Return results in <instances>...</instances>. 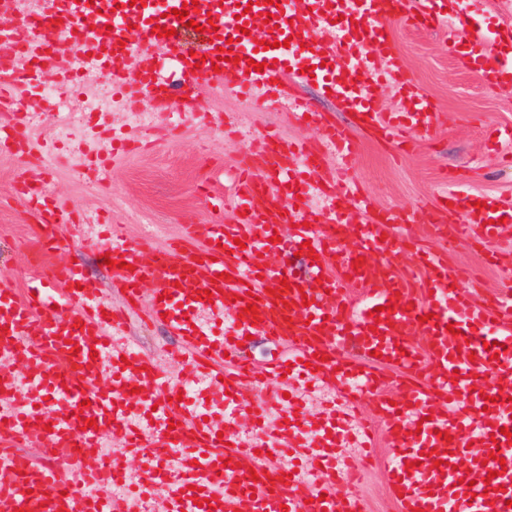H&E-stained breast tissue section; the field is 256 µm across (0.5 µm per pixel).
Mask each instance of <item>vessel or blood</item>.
<instances>
[{"label":"vessel or blood","mask_w":512,"mask_h":512,"mask_svg":"<svg viewBox=\"0 0 512 512\" xmlns=\"http://www.w3.org/2000/svg\"><path fill=\"white\" fill-rule=\"evenodd\" d=\"M184 0H65L52 6L45 33L66 38L89 8L98 15L82 33L81 49L109 61L134 59L132 71L112 73L119 98L143 95L161 111L171 109L169 83L160 69L171 62L186 91L222 88L236 79L244 99L290 102L297 117H309L339 166L355 154V130L369 132L406 152L413 133L435 127L432 102L415 88L382 24L426 29L444 19L433 0L420 12L407 0H198L192 19L205 26L196 47L184 39L186 22L176 17ZM275 15L253 34L260 14ZM465 33L460 60L492 87L512 79V65L489 49L488 31ZM173 36L153 34V26ZM289 47H282V40ZM268 41L261 49L260 41ZM229 46L234 59L220 60ZM311 72L301 71L299 60ZM263 64L251 70L250 62ZM313 79L330 89L352 126L327 112L310 111L295 98L293 83ZM29 73H0V110L19 107V84ZM398 90L404 106L378 111L373 90ZM0 152L30 155L26 123L18 114L0 127ZM321 152L303 142L283 144L266 135L254 156L243 160L231 223L186 225L166 249L150 238L127 241L120 229L98 239L117 263L113 287L126 302L113 306L85 281L79 263L49 264L37 284L17 288L0 279V512H137L141 494L161 501L163 512H367L354 493L337 495L351 474L336 464V449L348 437L369 448L368 428L355 426L356 410L372 397L391 446L390 491L400 512H512V398L491 392L489 372L512 382V298L476 303L460 288L463 271L444 252H421L418 281L402 274L390 256L402 247L398 216L378 209L369 195L321 187L315 176ZM20 199L40 233L48 256L75 243L63 229L78 223L69 204L47 182L21 181ZM448 201L462 207L461 223L433 222L445 244L484 248L504 226L494 198L474 207V195L450 179ZM357 229L353 249L336 245ZM288 237L274 241V232ZM315 258L306 276L290 264L302 243ZM278 262H271V255ZM288 287H280V280ZM362 287L348 300V284ZM62 286L63 301L48 290ZM255 295V313L245 310ZM388 307L376 319V307ZM234 317L225 330L223 313ZM164 323L181 341L182 366L171 373L133 349L122 333L132 320ZM424 335L426 344L413 343ZM280 347L263 369L245 358L247 336ZM354 341L357 361H348L343 340ZM340 389L338 404L310 420L301 396L309 387ZM287 409L288 422L270 427L271 412ZM95 427H84V419ZM252 422L269 445L290 450L299 469L314 472L316 486L285 479L279 458L257 454L237 426ZM124 441V456L136 468L104 452L106 437ZM43 459L23 454L30 440ZM466 458V469L456 468Z\"/></svg>","instance_id":"vessel-or-blood-1"}]
</instances>
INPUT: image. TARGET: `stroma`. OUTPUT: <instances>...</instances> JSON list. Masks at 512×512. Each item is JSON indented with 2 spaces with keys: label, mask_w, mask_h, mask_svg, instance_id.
<instances>
[{
  "label": "stroma",
  "mask_w": 512,
  "mask_h": 512,
  "mask_svg": "<svg viewBox=\"0 0 512 512\" xmlns=\"http://www.w3.org/2000/svg\"><path fill=\"white\" fill-rule=\"evenodd\" d=\"M455 7L472 14L480 27L512 36V0H455ZM389 31L417 87L435 101L438 123L415 134L410 151L400 155L390 144L359 136L347 178L381 208L395 209L400 216L404 250L393 256L394 265L408 264L418 249L443 248L450 264L476 274L468 286L475 300L512 293V227L492 242L499 257L492 266L469 245L443 247L429 236L425 220L439 205L444 178L452 173L469 192L494 195L512 209V165L503 161L512 155V143L491 145L485 138L486 127L512 129V88L483 86L479 75L451 54L458 39L452 23L434 30L393 23ZM234 85L228 77L223 90L199 89L192 98L194 109L222 113V122L187 123L174 138L167 120L158 119L152 144L114 156L105 182L97 185L75 176L72 154L66 150L47 161L0 155V278L24 288L39 270L35 228L14 191L18 179H48L76 212L122 225L132 241L145 237L150 225H165V238L153 242L163 248L180 236L183 225L231 219L236 202L233 169L255 139L274 132L286 142H318L316 128L298 124L287 105L240 99ZM126 334L163 369L177 367L180 344L164 326L135 321ZM389 453L387 438H379L371 469L350 486L366 500L368 512H399L383 469Z\"/></svg>",
  "instance_id": "stroma-1"
}]
</instances>
